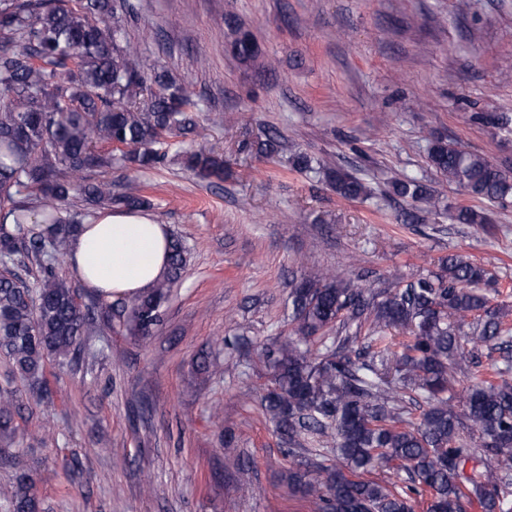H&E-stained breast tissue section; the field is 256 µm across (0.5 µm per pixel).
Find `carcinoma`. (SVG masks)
Segmentation results:
<instances>
[{
  "label": "carcinoma",
  "instance_id": "cac0c4a2",
  "mask_svg": "<svg viewBox=\"0 0 512 512\" xmlns=\"http://www.w3.org/2000/svg\"><path fill=\"white\" fill-rule=\"evenodd\" d=\"M129 9L128 0H0V42L12 44L0 52V355L9 366L0 441L15 434L19 387L51 395L46 362L78 361L89 336L116 316L133 339L150 338L186 270V247L173 236L165 275L140 295L105 302L57 272L82 224L78 212L61 216L70 199L114 210L151 206L140 186L114 192L88 173L114 164L154 168L166 158V138L196 131L191 92L127 40L119 13ZM226 25L234 56L255 61L253 36L231 19ZM181 161L204 178L224 177V158L213 152L186 151ZM427 161L473 198L512 203V172L482 154L437 139ZM289 165L324 177L342 198L367 195L360 178L305 152ZM391 187L438 207L414 177H396ZM450 218L485 223L472 206L453 208ZM30 261L40 268L35 288L17 272ZM499 295L496 274L459 254L377 290L303 270L288 289L291 332L259 351L271 376L261 405L287 445L283 455L308 456L288 467V487L310 496L314 512H415L420 498L426 512H469L474 504L512 512V306ZM484 350L504 356L480 374ZM384 468L404 477H373ZM35 484L32 473L15 474L5 496L10 512H41Z\"/></svg>",
  "mask_w": 512,
  "mask_h": 512
}]
</instances>
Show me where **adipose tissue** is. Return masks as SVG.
I'll return each instance as SVG.
<instances>
[{
    "label": "adipose tissue",
    "instance_id": "1",
    "mask_svg": "<svg viewBox=\"0 0 512 512\" xmlns=\"http://www.w3.org/2000/svg\"><path fill=\"white\" fill-rule=\"evenodd\" d=\"M170 239L167 226L148 211L102 210L72 240V268L105 296L137 294L164 275Z\"/></svg>",
    "mask_w": 512,
    "mask_h": 512
}]
</instances>
